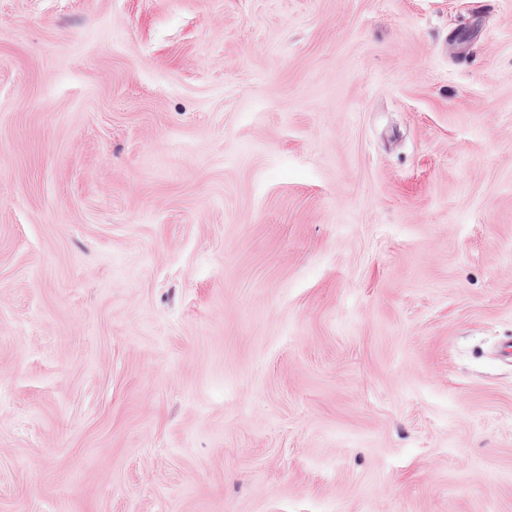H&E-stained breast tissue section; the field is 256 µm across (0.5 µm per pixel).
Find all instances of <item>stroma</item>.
<instances>
[{"instance_id":"1","label":"stroma","mask_w":512,"mask_h":512,"mask_svg":"<svg viewBox=\"0 0 512 512\" xmlns=\"http://www.w3.org/2000/svg\"><path fill=\"white\" fill-rule=\"evenodd\" d=\"M512 0H0V512H512Z\"/></svg>"}]
</instances>
